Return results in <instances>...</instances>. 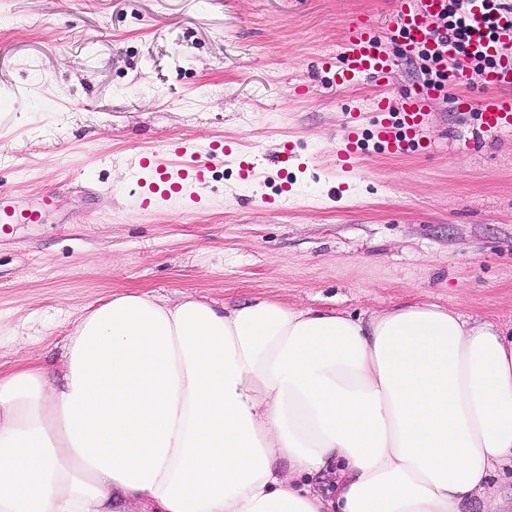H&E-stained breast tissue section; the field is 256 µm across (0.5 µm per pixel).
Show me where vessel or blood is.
I'll use <instances>...</instances> for the list:
<instances>
[{"label": "vessel or blood", "mask_w": 512, "mask_h": 512, "mask_svg": "<svg viewBox=\"0 0 512 512\" xmlns=\"http://www.w3.org/2000/svg\"><path fill=\"white\" fill-rule=\"evenodd\" d=\"M447 0H400L397 23L405 34V49L426 54L435 60L441 70L443 87L455 88L461 74L453 63L455 49L441 38L435 21L445 10ZM468 22L475 34L468 47L474 58L490 60L483 73L485 95L474 99L456 97L455 108L461 112L471 110L480 115V128L500 131L512 127V57L502 54V46L512 44V9H496L493 0H470ZM395 64L385 39L370 20L352 22L343 37V44L335 62L336 80L344 83L365 75L376 84H383ZM435 88L422 85L398 98L379 96L372 136L381 150L389 155H401L414 149L428 151L430 141L425 135L427 107ZM362 133V115L350 112L339 138L333 164L343 180L339 192H347L349 180L361 167L362 155L358 143ZM223 154L237 164L242 180H250L256 173L257 160L239 151L233 142H225ZM141 170L148 173L150 183L140 196V207L146 211L158 208L160 201L183 192L186 185L204 184L210 170L209 162L195 160L193 164L171 169L158 162L155 155L144 154L138 160ZM9 195L0 192V232L9 225L26 220Z\"/></svg>", "instance_id": "vessel-or-blood-1"}]
</instances>
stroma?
I'll return each mask as SVG.
<instances>
[{"mask_svg":"<svg viewBox=\"0 0 512 512\" xmlns=\"http://www.w3.org/2000/svg\"><path fill=\"white\" fill-rule=\"evenodd\" d=\"M395 0H0V188L35 206L0 238V375L61 374L76 319L124 291L217 305L258 298L353 315L406 302L512 327V128L480 131L447 91L428 152L364 139L339 196L332 156L350 110L371 127L379 92L340 85L352 18L375 21L395 97L423 84ZM236 141L259 170L213 160L201 204L139 206L140 154ZM290 141L305 158L277 172ZM295 193L280 207L283 182Z\"/></svg>","mask_w":512,"mask_h":512,"instance_id":"35a3bbf8","label":"stroma"}]
</instances>
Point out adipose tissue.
<instances>
[{
	"label": "adipose tissue",
	"mask_w": 512,
	"mask_h": 512,
	"mask_svg": "<svg viewBox=\"0 0 512 512\" xmlns=\"http://www.w3.org/2000/svg\"><path fill=\"white\" fill-rule=\"evenodd\" d=\"M65 359L0 378V512H466L512 466V337L434 304L122 292Z\"/></svg>",
	"instance_id": "ef3b65f1"
}]
</instances>
